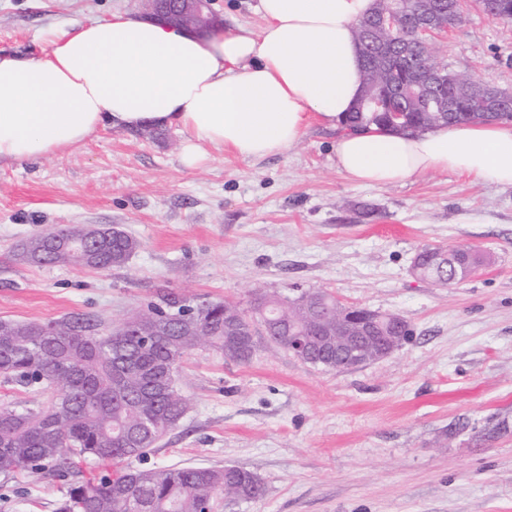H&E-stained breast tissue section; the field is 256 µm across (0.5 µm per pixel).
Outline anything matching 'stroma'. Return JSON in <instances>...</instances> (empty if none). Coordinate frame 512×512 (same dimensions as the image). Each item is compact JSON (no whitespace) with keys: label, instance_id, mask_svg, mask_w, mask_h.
<instances>
[{"label":"stroma","instance_id":"35a3bbf8","mask_svg":"<svg viewBox=\"0 0 512 512\" xmlns=\"http://www.w3.org/2000/svg\"><path fill=\"white\" fill-rule=\"evenodd\" d=\"M138 12V0H0V50L40 56L44 31ZM435 48L512 90V25L473 8ZM182 140L172 128H106L1 167L0 318L84 314L113 327L160 291L244 308L257 291L292 287L400 314L412 339L349 371L265 342L245 364L192 352L178 385L193 407L149 464L252 470L267 494L241 512H512V186L452 172L356 184L336 169L335 130L317 121L262 159L212 147L188 168ZM71 224L115 226L140 247L106 270L17 260L22 240ZM425 245L470 246L491 262L440 286L412 272ZM66 488L0 475V512H55Z\"/></svg>","mask_w":512,"mask_h":512}]
</instances>
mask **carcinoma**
I'll list each match as a JSON object with an SVG mask.
<instances>
[{"mask_svg": "<svg viewBox=\"0 0 512 512\" xmlns=\"http://www.w3.org/2000/svg\"><path fill=\"white\" fill-rule=\"evenodd\" d=\"M425 0H405L402 26L390 35L385 71L366 70L377 60L365 31L381 8L376 0L369 15L355 26L362 58L363 85H378L396 125L381 113L350 112L345 126L371 125L396 132H423L439 125L512 121V91L505 107L490 111L487 98L461 92L455 112L441 117L425 111L411 98L408 80L413 71L434 57L431 46L416 42L412 14ZM97 247L87 256L59 247L46 253L41 243L82 236L83 225L49 228L23 242L20 261L34 265H73L105 270L124 265L139 242L123 231L99 226ZM486 256L472 247H423L413 264L415 274L440 285L467 280L470 267ZM343 305L330 293L316 289L306 306L280 292H259L248 310L224 300L159 295L126 321L106 328L92 318L63 317L47 323L0 319V377L49 392L45 404L0 408V475L49 474L66 476L76 461L94 460L103 467L89 478L71 481L56 512H236L245 503L262 499L264 481L239 466L142 467L141 461L188 413L192 400L176 385L187 355L211 348L224 359L248 363L260 340L289 349L290 336H336V309ZM356 320L342 322L352 334L360 329L391 325L392 316L350 307ZM365 362L336 363V348L321 357L325 370L355 369ZM122 461L112 474L104 466Z\"/></svg>", "mask_w": 512, "mask_h": 512, "instance_id": "carcinoma-1", "label": "carcinoma"}]
</instances>
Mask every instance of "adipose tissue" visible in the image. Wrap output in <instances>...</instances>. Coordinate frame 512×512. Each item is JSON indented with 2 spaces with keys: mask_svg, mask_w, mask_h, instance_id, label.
I'll list each match as a JSON object with an SVG mask.
<instances>
[{
  "mask_svg": "<svg viewBox=\"0 0 512 512\" xmlns=\"http://www.w3.org/2000/svg\"><path fill=\"white\" fill-rule=\"evenodd\" d=\"M373 0H258L260 33L204 36L116 13L53 32L39 58L0 53V166L83 145L101 128L168 126L181 160L205 146L258 159L284 152L312 120L338 126L362 91L356 23ZM336 168L372 185L458 172L512 185V125L439 126L400 134L376 126L342 134Z\"/></svg>",
  "mask_w": 512,
  "mask_h": 512,
  "instance_id": "1",
  "label": "adipose tissue"
}]
</instances>
